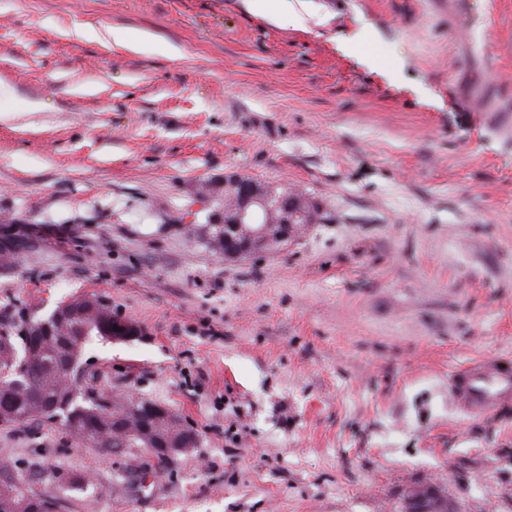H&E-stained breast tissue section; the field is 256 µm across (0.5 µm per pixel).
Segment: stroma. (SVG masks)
<instances>
[{"label": "stroma", "mask_w": 512, "mask_h": 512, "mask_svg": "<svg viewBox=\"0 0 512 512\" xmlns=\"http://www.w3.org/2000/svg\"><path fill=\"white\" fill-rule=\"evenodd\" d=\"M0 0V308L79 295L133 321L92 385L199 437L147 482L57 426L0 428V462L56 512H399L434 485L512 512V403L470 419L448 375L512 360V0ZM146 32L150 55L79 36ZM300 191L322 220L224 260L189 224L224 176ZM89 476L88 493L50 474ZM468 104L476 112H511L507 104H504L490 95L486 88L485 83H473L466 95Z\"/></svg>", "instance_id": "obj_1"}]
</instances>
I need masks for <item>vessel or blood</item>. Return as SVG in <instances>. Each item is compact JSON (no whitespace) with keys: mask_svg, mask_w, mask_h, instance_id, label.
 I'll list each match as a JSON object with an SVG mask.
<instances>
[{"mask_svg":"<svg viewBox=\"0 0 512 512\" xmlns=\"http://www.w3.org/2000/svg\"><path fill=\"white\" fill-rule=\"evenodd\" d=\"M478 112H504L508 106L490 95L484 82L473 83L466 95ZM448 392L456 409L471 418L483 417L512 402V369L489 358L453 371Z\"/></svg>","mask_w":512,"mask_h":512,"instance_id":"obj_1","label":"vessel or blood"}]
</instances>
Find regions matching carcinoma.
Masks as SVG:
<instances>
[{
    "instance_id": "obj_1",
    "label": "carcinoma",
    "mask_w": 512,
    "mask_h": 512,
    "mask_svg": "<svg viewBox=\"0 0 512 512\" xmlns=\"http://www.w3.org/2000/svg\"><path fill=\"white\" fill-rule=\"evenodd\" d=\"M284 202L292 205L297 224H313L321 219L309 197L280 190ZM206 245L224 250V225H208ZM20 244L0 242V268L16 262ZM31 314L25 307L0 315V427L41 424L50 409L67 405L69 415L60 422L68 438L107 455H125L126 444L120 429L123 421L115 417L112 394L87 383V368L74 359L72 348L81 349L103 340L101 328L112 325L110 314L78 299L61 303L53 332L21 336ZM11 499L12 512H50L49 500L33 494L13 479L0 480V501ZM402 512H458L448 498L425 487L405 497Z\"/></svg>"
}]
</instances>
